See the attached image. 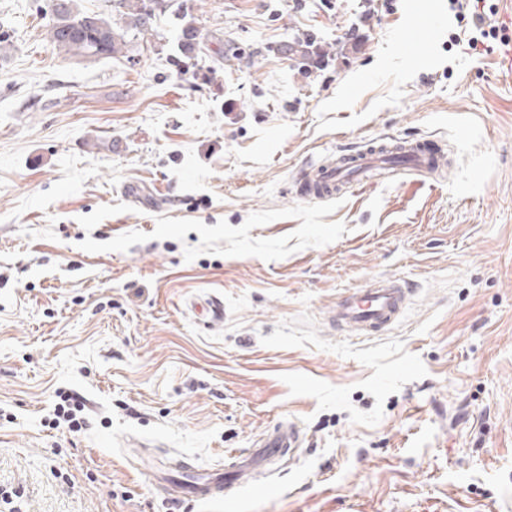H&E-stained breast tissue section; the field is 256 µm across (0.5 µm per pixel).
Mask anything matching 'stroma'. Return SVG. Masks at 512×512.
Segmentation results:
<instances>
[{
    "mask_svg": "<svg viewBox=\"0 0 512 512\" xmlns=\"http://www.w3.org/2000/svg\"><path fill=\"white\" fill-rule=\"evenodd\" d=\"M490 2L502 38L473 49L450 0H152L98 59L53 48L52 0H0V512H512V0ZM418 5L425 63L399 41ZM407 139L440 177L297 196L333 152ZM378 274L408 283L401 320L330 325ZM289 418L301 446L234 498L155 480Z\"/></svg>",
    "mask_w": 512,
    "mask_h": 512,
    "instance_id": "35a3bbf8",
    "label": "stroma"
}]
</instances>
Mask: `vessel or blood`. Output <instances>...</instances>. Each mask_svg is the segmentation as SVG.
<instances>
[{"label": "vessel or blood", "instance_id": "vessel-or-blood-1", "mask_svg": "<svg viewBox=\"0 0 512 512\" xmlns=\"http://www.w3.org/2000/svg\"><path fill=\"white\" fill-rule=\"evenodd\" d=\"M436 21L425 12H418L415 23L408 25L401 37L405 47L423 43L424 36L433 32ZM438 152L428 143L417 140L405 143L401 160H393L386 145L372 146L353 153L337 155L329 165H318L303 177L301 198L320 200L335 196L337 187L350 181H366L395 167L407 171L435 175L440 169ZM409 290L396 279L379 275L366 285L353 289L337 304L331 317L336 325L370 335L398 322L407 306ZM301 437L300 429L291 422L268 432L249 452L236 456L228 473H209L200 482L177 488L181 499L209 501L228 493L232 486L250 485L256 473L279 458L285 449L293 447Z\"/></svg>", "mask_w": 512, "mask_h": 512}]
</instances>
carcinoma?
<instances>
[{
    "instance_id": "1",
    "label": "carcinoma",
    "mask_w": 512,
    "mask_h": 512,
    "mask_svg": "<svg viewBox=\"0 0 512 512\" xmlns=\"http://www.w3.org/2000/svg\"><path fill=\"white\" fill-rule=\"evenodd\" d=\"M119 7L117 17L106 18L79 12L74 0H53L49 41L72 56L114 58L124 53L128 31H147L154 18L145 0H119Z\"/></svg>"
}]
</instances>
